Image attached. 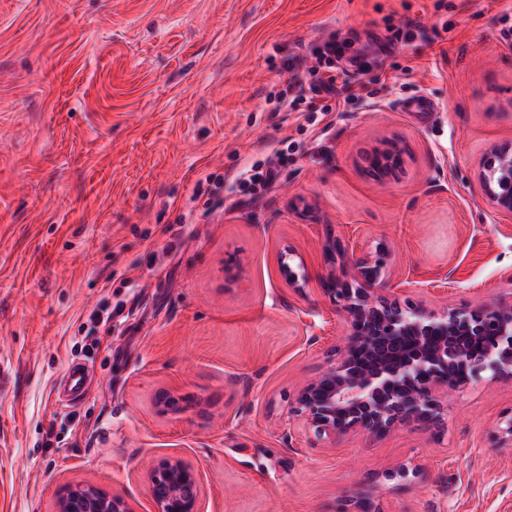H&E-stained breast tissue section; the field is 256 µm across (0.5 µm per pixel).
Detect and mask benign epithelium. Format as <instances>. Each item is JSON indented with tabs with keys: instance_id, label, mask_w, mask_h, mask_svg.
I'll use <instances>...</instances> for the list:
<instances>
[{
	"instance_id": "7a95c632",
	"label": "benign epithelium",
	"mask_w": 512,
	"mask_h": 512,
	"mask_svg": "<svg viewBox=\"0 0 512 512\" xmlns=\"http://www.w3.org/2000/svg\"><path fill=\"white\" fill-rule=\"evenodd\" d=\"M485 197L499 211L512 213V142L492 145L477 173ZM329 263H339L322 278L323 291L345 317L348 333L341 358L306 384L291 413L305 430L331 443L350 435H380L397 425L439 421L448 390L487 374L512 378V301L469 310H427L393 296L392 271L382 249L348 252L340 241L325 244ZM294 249L279 255L286 284L306 283L303 264L292 265ZM492 327L495 347L480 359L466 339ZM497 442L512 447V415L504 416ZM156 512H201L199 471L178 457L158 460L147 475ZM57 512H133L121 496L89 484H67Z\"/></svg>"
}]
</instances>
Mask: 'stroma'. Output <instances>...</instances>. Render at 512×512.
I'll return each instance as SVG.
<instances>
[{
  "instance_id": "1",
  "label": "stroma",
  "mask_w": 512,
  "mask_h": 512,
  "mask_svg": "<svg viewBox=\"0 0 512 512\" xmlns=\"http://www.w3.org/2000/svg\"><path fill=\"white\" fill-rule=\"evenodd\" d=\"M505 14L512 0H0V512H56L76 483L154 512L146 475L165 457L199 470L202 512L362 496L512 512V447L492 439L511 379L450 390L437 424L333 445L290 415L347 334L321 286L327 239L384 245L403 302L512 300V214L476 178L512 141ZM409 22L415 39L391 44ZM333 30L390 43L377 97L311 121L276 109L288 59ZM386 138L403 162L379 180L359 162ZM274 148L275 187L242 195L236 175ZM74 360L90 383L66 405ZM162 389L176 410L158 412ZM401 465L418 477L386 480ZM297 254L293 248L287 246L279 255V267L286 284L291 288H303L306 283V276L302 273V262L293 266L291 262Z\"/></svg>"
}]
</instances>
